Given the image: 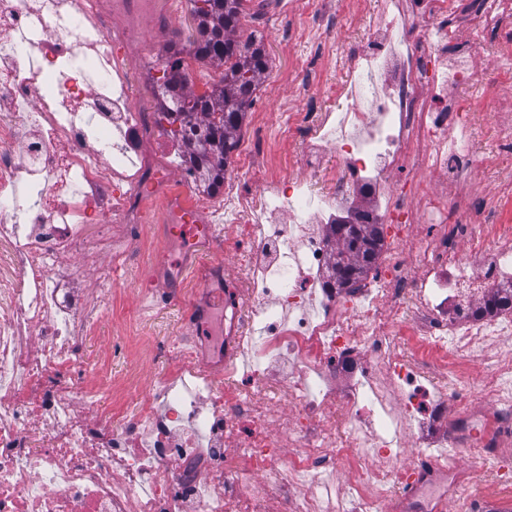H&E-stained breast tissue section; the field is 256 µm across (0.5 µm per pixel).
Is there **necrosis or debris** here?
I'll use <instances>...</instances> for the list:
<instances>
[{
    "instance_id": "necrosis-or-debris-1",
    "label": "necrosis or debris",
    "mask_w": 512,
    "mask_h": 512,
    "mask_svg": "<svg viewBox=\"0 0 512 512\" xmlns=\"http://www.w3.org/2000/svg\"><path fill=\"white\" fill-rule=\"evenodd\" d=\"M454 0H382L365 12L371 45L337 57L336 16L304 21V57L321 47L342 85L299 69L325 112L294 114L286 134L306 174L249 187L265 155L245 146L212 209L188 168L172 182L145 151L163 129L132 97L139 46L150 62L163 23L140 24L149 0H0V512H431L403 487L445 486L460 512H481L512 477L494 458L512 429V358L474 370L473 357L512 335V312L491 309L512 287V225L458 196L477 160L471 103L453 90L480 79L455 52ZM341 162L336 188L312 190L324 152ZM401 169L411 178L393 179ZM175 224L215 210L234 227L239 276L221 266L224 334L179 349L152 397L101 374L78 390L85 312L112 291L71 293L82 255L123 257L86 225L141 224L148 200ZM433 231L414 248L386 239L370 274L336 285L331 227ZM115 392L120 428L92 412ZM464 408L449 418V403ZM485 468L466 471L457 436ZM434 454L408 471L406 452ZM350 486L336 492L337 480Z\"/></svg>"
}]
</instances>
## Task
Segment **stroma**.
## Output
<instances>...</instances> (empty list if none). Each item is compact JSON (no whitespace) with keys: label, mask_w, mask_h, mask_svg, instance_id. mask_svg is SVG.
Instances as JSON below:
<instances>
[{"label":"stroma","mask_w":512,"mask_h":512,"mask_svg":"<svg viewBox=\"0 0 512 512\" xmlns=\"http://www.w3.org/2000/svg\"><path fill=\"white\" fill-rule=\"evenodd\" d=\"M367 1L375 6L380 3V0H332L336 11L337 52L349 53L362 37L361 9ZM475 5L476 0H457L454 20L461 48L483 75L481 83L457 92L458 97L476 99V119L484 128V139L477 148L479 163L465 191L473 196L495 195L500 200L502 214L512 216V190L500 182L504 174H512V151H503L495 143L497 121L512 119V92L506 90L507 85H512V55L501 54L497 49L505 34H512V23L507 24L505 33L475 38L464 24L465 10ZM153 13L167 25L165 34L154 43V56L159 59L166 57L170 42L186 44L194 32V22L188 0H153ZM244 17L252 21L250 32L261 36L268 64L279 75L278 81L261 82L254 95L241 130L242 139L248 141L262 114L278 112L280 102L291 103L297 112L304 111L307 103L294 78L292 56L301 40L302 26L299 20L289 16L287 0H247ZM247 33L237 32L236 37L245 39ZM299 159L298 143L288 141L284 134H277L268 150L265 170L246 172L245 179L252 186H262L266 176L298 168ZM161 209V204H150L146 222L141 227L117 223L110 226L113 239L124 246L126 258L119 277L112 282L111 299L91 316L93 325L86 338L85 358L76 379L78 386L90 383L95 363L108 357L112 360L113 373H136L139 392L149 393L170 371L166 358L160 354L161 349L204 335L200 322L191 315L194 301L204 302L215 313L224 306L221 290L204 288L202 271L215 265L232 266L227 249L233 238L231 226H224L204 243L197 266L184 270L179 268L177 256L164 254L167 236L156 226ZM163 257L177 268L170 281L179 299L148 309L144 306L146 290L140 272Z\"/></svg>","instance_id":"1"}]
</instances>
